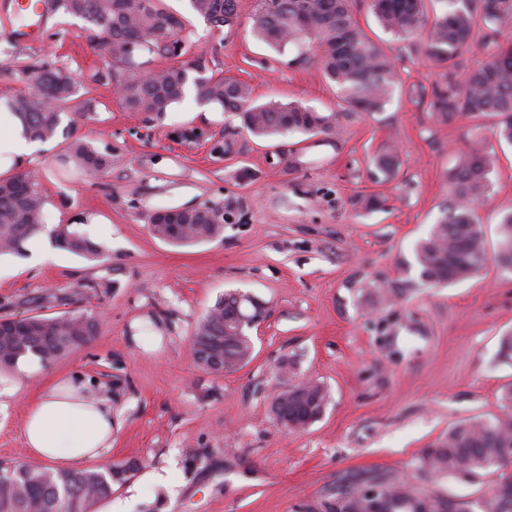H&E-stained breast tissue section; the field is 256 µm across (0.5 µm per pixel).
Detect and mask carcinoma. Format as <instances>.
<instances>
[{
	"label": "carcinoma",
	"instance_id": "1",
	"mask_svg": "<svg viewBox=\"0 0 512 512\" xmlns=\"http://www.w3.org/2000/svg\"><path fill=\"white\" fill-rule=\"evenodd\" d=\"M446 9L425 17L424 0H370L378 24L402 38L423 34V52L444 67V81L433 90L428 109L452 124L462 118L495 117L493 134L512 144V42L502 43L499 32L512 24V0H442ZM191 10L215 27L232 26L240 0H189ZM355 0H253L252 20L256 35L281 48L307 40L315 52L323 76L334 84L347 110L373 116L385 111L398 84L389 55L354 17ZM46 11L80 18L102 40L111 60L107 76L120 88L119 101L130 112L151 119L163 117L180 102L188 86L198 97L240 119V128L259 138L301 132L311 136L341 134L340 115L324 114L299 103L257 104L252 88L239 80L207 75L204 54L179 63L166 39L182 41V19L164 8L160 0H47ZM488 50V60L454 79L459 58L476 41ZM149 55L153 66L140 61ZM76 79L69 73L43 66L32 71L31 89L7 99L30 135L41 142L56 136L61 125L60 104L73 101ZM70 158L90 175L103 173L111 158L81 138L68 144ZM496 155L486 141L476 137L457 159L450 174V203L427 237L416 245L420 278L433 285L469 279L487 264L488 249L483 226L473 218V204L489 186ZM399 156L390 146L374 153L370 163L388 180ZM45 200L37 178L28 172L0 179V255H23L24 243L44 229ZM221 209L204 205L169 208L150 218L152 234L177 246L193 245L221 235L224 225L216 219ZM498 229L497 266L512 269V212ZM54 244L69 253L90 259L105 256L103 247L85 234L59 225ZM402 294L400 288H378L371 297L375 309ZM262 305L248 294L229 292L215 302L198 323L191 340L196 365L212 374L235 373L252 359L247 334L236 332V323L257 315ZM92 317L71 311L28 321H6L0 330V370L12 367L26 354L45 364L58 361L93 336ZM294 359L283 356L278 364L282 383L272 411L286 431H299L317 421L325 410L328 391L324 384L308 380L288 383ZM501 412L490 419H475L448 430L438 444L424 449L419 469L438 476L494 475L479 512H512V383L501 389ZM130 460L109 470H47L33 464L0 467V512H94L112 495V486L124 484L137 471ZM373 491L382 500L383 512H453L448 501L433 490H418L391 473L371 471L362 477L341 478L321 502V512H364V495Z\"/></svg>",
	"mask_w": 512,
	"mask_h": 512
}]
</instances>
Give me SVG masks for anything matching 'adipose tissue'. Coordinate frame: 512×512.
I'll list each match as a JSON object with an SVG mask.
<instances>
[{
	"mask_svg": "<svg viewBox=\"0 0 512 512\" xmlns=\"http://www.w3.org/2000/svg\"><path fill=\"white\" fill-rule=\"evenodd\" d=\"M36 144L20 119L0 113V175L28 167ZM112 402L88 396L84 383L69 377L45 387L28 406L23 436L29 454L43 461L78 466L102 458L112 447Z\"/></svg>",
	"mask_w": 512,
	"mask_h": 512,
	"instance_id": "adipose-tissue-1",
	"label": "adipose tissue"
}]
</instances>
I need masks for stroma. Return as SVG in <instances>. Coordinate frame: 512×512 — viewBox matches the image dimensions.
I'll list each match as a JSON object with an SVG mask.
<instances>
[{"label":"stroma","instance_id":"35a3bbf8","mask_svg":"<svg viewBox=\"0 0 512 512\" xmlns=\"http://www.w3.org/2000/svg\"><path fill=\"white\" fill-rule=\"evenodd\" d=\"M11 2L0 0V90L26 91L28 68L47 64L77 75L83 104L77 124L31 165L45 228L73 225L107 258L58 248L34 268L0 258V318L80 311L96 322L86 344L21 390L0 372V462H29L28 403L56 377L78 373L91 396L112 398L108 461L140 464L112 490L113 499H131L130 512H318L337 477L372 470L446 497H479L487 478L431 484L416 461L450 428L498 414L501 388L512 382V359L499 354L500 337L512 332V273L490 262L471 279L433 287L419 278L414 251L448 201L459 152L478 135L497 160L489 198L473 210L496 249L497 225L512 211V145L493 137V118L448 125L427 112L443 70L421 38L385 32L357 7L365 33L394 60L399 86L384 112L347 115L315 56L253 36L251 0L222 30L189 0H164L185 17L188 52L204 53L209 72L246 82L260 103L343 115L337 138L262 140L192 93L157 122L126 111L99 77L108 54L83 20L52 14L39 39L22 40ZM76 137L110 155L111 167L94 177L77 170L68 152ZM280 142L293 157L279 154ZM387 144L398 147L400 167L385 182L368 159ZM243 167L253 180L237 179ZM365 193L383 196L382 208H359ZM203 205L227 213L212 241L175 247L151 233L156 211ZM390 286L403 288L402 300L370 309V290ZM235 290L261 301L265 314L249 331L251 361L220 377L196 366L191 339ZM286 354L296 361L290 382L316 380L329 394L321 417L293 433L272 412ZM151 472L163 482H148Z\"/></svg>","mask_w":512,"mask_h":512}]
</instances>
